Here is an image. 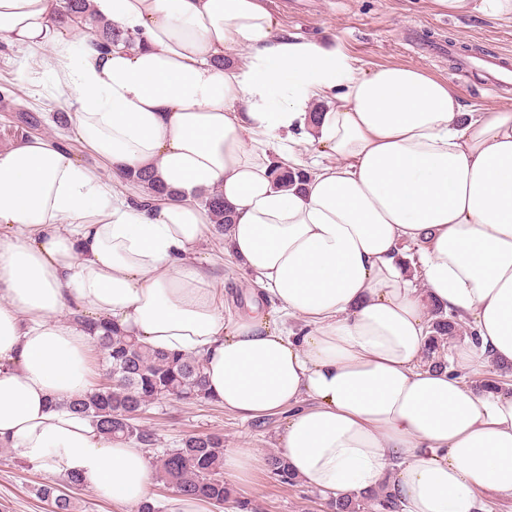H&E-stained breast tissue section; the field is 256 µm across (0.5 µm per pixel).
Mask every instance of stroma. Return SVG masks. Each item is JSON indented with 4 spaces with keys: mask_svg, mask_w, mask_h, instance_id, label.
<instances>
[{
    "mask_svg": "<svg viewBox=\"0 0 512 512\" xmlns=\"http://www.w3.org/2000/svg\"><path fill=\"white\" fill-rule=\"evenodd\" d=\"M272 6L283 29L336 39L361 69L372 71L390 64L420 67L448 81L467 110L512 102V89L487 90L479 72L461 71L447 55L430 51L431 46L450 43L491 56L502 49L512 50V22L480 12L450 19L434 13L430 0H272ZM7 91L28 99L31 108L47 120L72 110L68 93L52 74L32 68L27 51L0 40V94ZM192 258L211 270L225 311L243 314L258 305L253 278L239 275L215 233H208L194 247ZM145 418L157 428L165 448L176 447L191 433L220 432L225 447L263 454L274 450L281 422L277 416L246 422L218 404L201 407L179 400L149 409ZM64 482V475L0 447V512H51L50 503L41 500L36 490L43 484ZM232 487L237 496L251 503L254 512H320L323 506L314 488L279 485L263 467L233 482Z\"/></svg>",
    "mask_w": 512,
    "mask_h": 512,
    "instance_id": "1",
    "label": "stroma"
}]
</instances>
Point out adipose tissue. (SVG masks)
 Listing matches in <instances>:
<instances>
[{
  "mask_svg": "<svg viewBox=\"0 0 512 512\" xmlns=\"http://www.w3.org/2000/svg\"><path fill=\"white\" fill-rule=\"evenodd\" d=\"M62 3L0 0V39L69 90L113 179L149 167L173 193L115 192L52 137L0 149V446L114 503L148 497L146 451L62 406L89 389L79 311L201 355L208 394L242 420L286 413L276 449L325 499L512 497V388L474 387L512 366V105L467 112L419 67L361 70L281 30L268 0H91L139 39L105 54ZM277 165L310 179L281 187ZM215 190L265 300L230 324L190 258ZM430 302L468 331L443 370L423 361Z\"/></svg>",
  "mask_w": 512,
  "mask_h": 512,
  "instance_id": "obj_1",
  "label": "adipose tissue"
}]
</instances>
